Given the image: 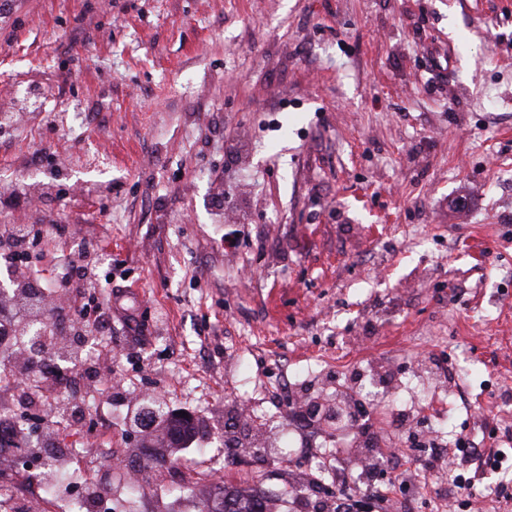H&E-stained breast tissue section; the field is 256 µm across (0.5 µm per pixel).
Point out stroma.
<instances>
[{
	"label": "stroma",
	"mask_w": 512,
	"mask_h": 512,
	"mask_svg": "<svg viewBox=\"0 0 512 512\" xmlns=\"http://www.w3.org/2000/svg\"><path fill=\"white\" fill-rule=\"evenodd\" d=\"M512 0H13L0 14V230L41 229L31 273L93 241L94 302L112 329L88 376L158 397L199 425L176 466L121 472L88 458L116 512H200L169 476L282 437L224 477L322 512L359 429L398 449L376 471L412 512H512ZM447 450L482 439L498 471L472 486L411 483L426 428ZM129 456L153 433L133 412L97 429Z\"/></svg>",
	"instance_id": "1"
}]
</instances>
